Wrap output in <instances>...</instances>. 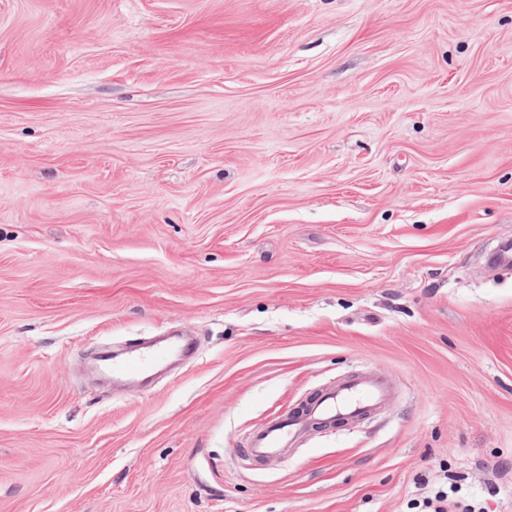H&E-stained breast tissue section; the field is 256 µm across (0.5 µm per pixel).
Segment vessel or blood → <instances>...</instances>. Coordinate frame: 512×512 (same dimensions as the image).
<instances>
[{"label": "vessel or blood", "mask_w": 512, "mask_h": 512, "mask_svg": "<svg viewBox=\"0 0 512 512\" xmlns=\"http://www.w3.org/2000/svg\"><path fill=\"white\" fill-rule=\"evenodd\" d=\"M180 347H137L124 356L111 353L99 357L102 371L116 380H133L179 355ZM394 396L388 377L365 372L336 381L302 409L270 420L251 437L246 453L258 459L281 458L316 426L361 419L385 407Z\"/></svg>", "instance_id": "b4317fda"}]
</instances>
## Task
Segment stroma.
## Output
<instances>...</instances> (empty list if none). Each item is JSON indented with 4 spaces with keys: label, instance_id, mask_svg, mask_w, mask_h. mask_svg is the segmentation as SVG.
<instances>
[{
    "label": "stroma",
    "instance_id": "1",
    "mask_svg": "<svg viewBox=\"0 0 512 512\" xmlns=\"http://www.w3.org/2000/svg\"><path fill=\"white\" fill-rule=\"evenodd\" d=\"M505 237L512 0H0V512H512ZM179 329L155 383L87 368ZM393 396L388 377L375 372L336 380L302 409L278 416L257 430L245 453L262 460L284 457L316 426L356 421L385 407ZM442 481L432 490V493L423 498L422 504L416 503V508L423 507L418 512H447L448 511V475H444Z\"/></svg>",
    "mask_w": 512,
    "mask_h": 512
}]
</instances>
